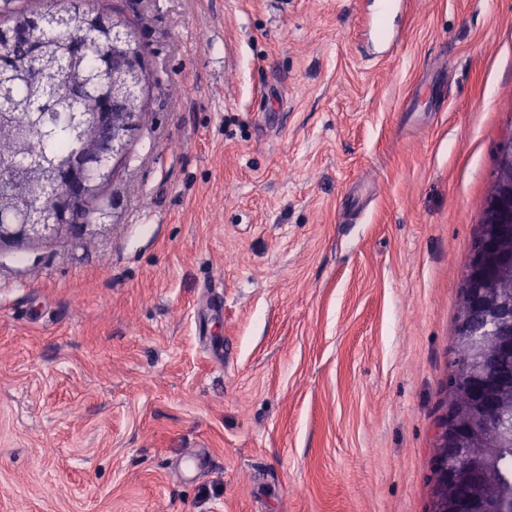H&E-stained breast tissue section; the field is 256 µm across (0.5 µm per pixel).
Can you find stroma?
<instances>
[{"mask_svg":"<svg viewBox=\"0 0 512 512\" xmlns=\"http://www.w3.org/2000/svg\"><path fill=\"white\" fill-rule=\"evenodd\" d=\"M85 4L146 122L109 235L0 248V512H430L512 0H411L371 59L373 0Z\"/></svg>","mask_w":512,"mask_h":512,"instance_id":"stroma-1","label":"stroma"}]
</instances>
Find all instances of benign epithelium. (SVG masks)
Instances as JSON below:
<instances>
[{
  "label": "benign epithelium",
  "instance_id": "benign-epithelium-1",
  "mask_svg": "<svg viewBox=\"0 0 512 512\" xmlns=\"http://www.w3.org/2000/svg\"><path fill=\"white\" fill-rule=\"evenodd\" d=\"M112 138L90 155L71 162L58 178L47 217L12 218L0 213V248L14 245L53 246L61 242L103 235L106 224H87L112 189L132 139L145 124L144 112L109 114ZM512 253V136L500 143L493 183L481 208L480 231L472 243L464 273L457 329L462 341L481 350L487 339L496 341L491 357L512 358V301L495 295L504 253ZM511 383L460 365L447 389L445 412L436 432L433 464L432 512H512V482L504 481L490 507L483 493L489 461L483 458V429L512 424L501 417L494 394ZM459 482L470 484L467 500L454 495Z\"/></svg>",
  "mask_w": 512,
  "mask_h": 512
}]
</instances>
